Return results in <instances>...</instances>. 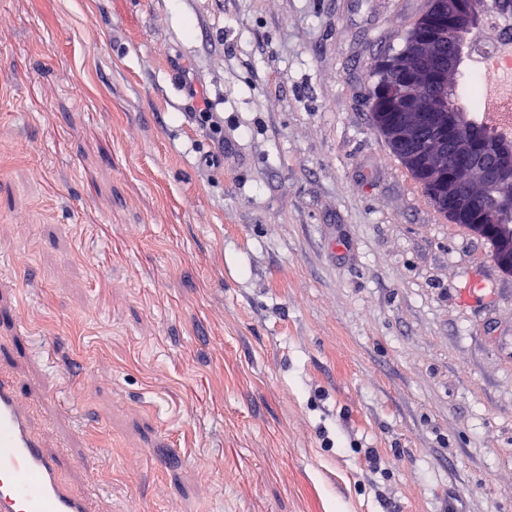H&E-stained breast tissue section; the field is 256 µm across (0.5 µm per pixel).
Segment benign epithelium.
Segmentation results:
<instances>
[{"label": "benign epithelium", "mask_w": 512, "mask_h": 512, "mask_svg": "<svg viewBox=\"0 0 512 512\" xmlns=\"http://www.w3.org/2000/svg\"><path fill=\"white\" fill-rule=\"evenodd\" d=\"M482 0H427L425 14L438 16L444 26L411 36L402 55L390 61L402 83L387 85L399 112L398 143L413 147L409 162L426 177L435 204L472 233L495 238L494 260L502 269H512V227L498 223L493 211L486 223L467 220L478 204L467 175L492 183L512 198V154L496 144L461 134L459 113L448 110V81L458 70L469 34L481 20Z\"/></svg>", "instance_id": "benign-epithelium-1"}]
</instances>
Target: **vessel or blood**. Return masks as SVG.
<instances>
[{"label":"vessel or blood","instance_id":"vessel-or-blood-1","mask_svg":"<svg viewBox=\"0 0 512 512\" xmlns=\"http://www.w3.org/2000/svg\"><path fill=\"white\" fill-rule=\"evenodd\" d=\"M69 460L33 426V407L0 367V512H95L65 479Z\"/></svg>","mask_w":512,"mask_h":512}]
</instances>
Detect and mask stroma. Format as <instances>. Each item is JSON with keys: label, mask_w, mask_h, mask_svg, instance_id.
Here are the masks:
<instances>
[{"label": "stroma", "mask_w": 512, "mask_h": 512, "mask_svg": "<svg viewBox=\"0 0 512 512\" xmlns=\"http://www.w3.org/2000/svg\"><path fill=\"white\" fill-rule=\"evenodd\" d=\"M425 7L0 0V361L97 512H512V274L372 116ZM189 100L194 111L190 112L199 118L201 123L209 129L212 141L218 149L224 147V117H220L218 112H210V106L202 94L195 88H189Z\"/></svg>", "instance_id": "1"}]
</instances>
